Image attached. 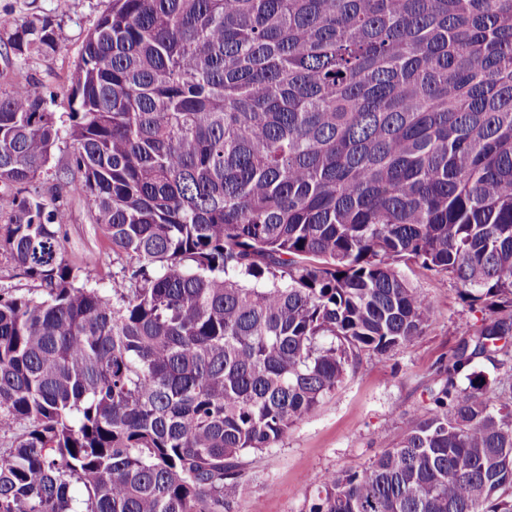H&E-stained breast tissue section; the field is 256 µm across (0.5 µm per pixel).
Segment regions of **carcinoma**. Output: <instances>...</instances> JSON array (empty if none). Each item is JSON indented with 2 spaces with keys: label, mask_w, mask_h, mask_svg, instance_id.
<instances>
[{
  "label": "carcinoma",
  "mask_w": 512,
  "mask_h": 512,
  "mask_svg": "<svg viewBox=\"0 0 512 512\" xmlns=\"http://www.w3.org/2000/svg\"><path fill=\"white\" fill-rule=\"evenodd\" d=\"M10 45L57 49L45 19ZM71 95H0V255L29 282L0 288V512H231L250 454L423 334L402 263L481 325L309 512H512V402L474 369L512 361V0H109ZM64 137L110 288L30 191Z\"/></svg>",
  "instance_id": "obj_1"
}]
</instances>
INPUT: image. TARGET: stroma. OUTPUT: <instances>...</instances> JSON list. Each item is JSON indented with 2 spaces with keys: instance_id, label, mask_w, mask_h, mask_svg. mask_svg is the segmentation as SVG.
Wrapping results in <instances>:
<instances>
[{
  "instance_id": "obj_1",
  "label": "stroma",
  "mask_w": 512,
  "mask_h": 512,
  "mask_svg": "<svg viewBox=\"0 0 512 512\" xmlns=\"http://www.w3.org/2000/svg\"><path fill=\"white\" fill-rule=\"evenodd\" d=\"M109 0H0V92L23 93L29 82L43 83L50 109L72 111L71 78L82 44ZM49 20L57 50L10 58L5 46L21 27ZM70 140L53 149L48 174L37 189L45 202L61 197L63 180H80L69 161ZM70 216L62 243L65 259L81 278L110 287L119 266L112 243L93 220L87 201L67 197ZM402 273L433 305L422 336L397 350L363 355L355 373L330 394L316 415L294 427L275 448L251 455L248 479L233 500L232 512H305L324 472L360 469L399 440L406 422L422 410L428 389L438 381L451 349L478 314L446 272L402 266Z\"/></svg>"
}]
</instances>
